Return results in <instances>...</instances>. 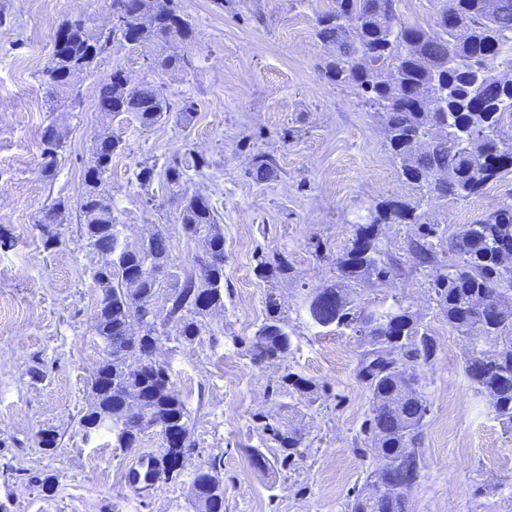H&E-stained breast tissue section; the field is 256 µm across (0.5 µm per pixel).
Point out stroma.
I'll return each instance as SVG.
<instances>
[{"label":"stroma","instance_id":"35a3bbf8","mask_svg":"<svg viewBox=\"0 0 512 512\" xmlns=\"http://www.w3.org/2000/svg\"><path fill=\"white\" fill-rule=\"evenodd\" d=\"M329 3L180 0L195 29L193 69L157 74L144 50L113 41L80 77V108L69 114L48 109L43 69L53 34L79 13L106 27L107 0H0V235L12 241L0 248V512H193V478L216 454L224 458V512H348L379 467L362 432L372 401L358 376L364 345L351 329L317 325L309 298L338 281L337 256L376 206L415 205L423 221L452 235L512 205V173L466 199L421 203L388 149L381 115L355 87L330 83L315 68L329 48L316 39L314 19ZM116 69L161 86L171 103L191 98V119L146 128L134 113L99 111L98 83ZM53 122L66 129L67 147L48 179L41 135ZM108 131L124 144L107 185L123 245L162 231L172 272H194L202 240L184 234L162 174L174 160L186 167L185 190L209 198L224 234L223 307L204 318L194 342L159 350L197 446L179 476L152 486L129 485L126 475L140 457L160 455L154 431L125 449L107 430L86 436L79 425L106 354L91 277L99 257L84 233L80 199L94 140ZM258 154L274 162L263 181L250 174ZM200 156L206 165L199 169ZM144 165L157 169L146 188L136 178ZM59 200L68 210L54 227L57 244L48 246L37 221ZM417 235L414 224L381 225L379 245L394 274L350 288L356 308L367 312L402 302L436 341V358L421 374L429 411L408 512H512V430L466 375L470 341L441 312L432 269L414 261ZM278 252L288 275L263 278L258 262ZM270 293L292 347L258 365L247 348ZM287 373L312 381V393L282 387ZM264 417L281 430H301L302 458L281 466L277 443L260 427ZM49 429L57 437L50 451L41 444ZM254 448L269 469L252 465ZM48 476L49 492L40 486Z\"/></svg>","mask_w":512,"mask_h":512}]
</instances>
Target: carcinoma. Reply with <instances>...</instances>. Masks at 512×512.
<instances>
[{"instance_id":"cac0c4a2","label":"carcinoma","mask_w":512,"mask_h":512,"mask_svg":"<svg viewBox=\"0 0 512 512\" xmlns=\"http://www.w3.org/2000/svg\"><path fill=\"white\" fill-rule=\"evenodd\" d=\"M487 0H445L441 18L424 28L404 21L398 0H331V5L315 20V37L332 47L328 56L316 63L319 74L332 84H351L364 101L381 113L387 145L400 164L405 179L417 185L427 198H468L501 178L512 166V149L504 146L500 129L506 116L512 117V0H499L495 13L486 10ZM126 19L134 45L148 48L150 68L162 74L193 69L192 57L169 50L170 42L190 46L195 38L192 23L181 13L175 0H112ZM455 23L448 26V14ZM67 33L66 45L52 53L44 68L50 94L58 102L76 105L75 81L95 68L98 57L112 37L126 38L121 29L104 32L90 18L67 20L60 25ZM394 70L397 82L382 80V72ZM120 70L98 84L97 107L101 112H133L140 123L151 127L169 118L173 107L161 88L150 83H124ZM439 97L440 111L429 110V99ZM431 139L430 148H416L419 135ZM122 148L115 135L101 134L93 145L95 164L83 174L80 211L85 235L99 256L92 273L100 291L97 304L98 336L109 346V356L99 364L91 379L92 398L80 418L84 435L106 428L114 435V447H136L142 432L155 427L186 435L184 448L191 450L188 410L171 385L169 366L153 360V327L140 326L134 335L126 327L136 310L154 303L161 282L153 271L170 267V245L160 230L135 248L120 243L121 229L106 192L112 155ZM64 149L63 134L48 126L42 135V173L54 175ZM272 170V160L263 154L253 158L250 175L264 179ZM167 184L180 196L181 224L185 234L205 233L206 251L224 254V234L220 230L209 199L182 191L185 170L173 161L164 167ZM68 207L54 203L39 220L46 240L55 238L51 225L58 223ZM376 224H418L421 238L411 242V252L420 265L436 262L433 241L443 235L433 224L421 223L416 208L397 200L376 211ZM365 229L357 227L351 247L336 260L337 270L348 282H384L391 275L378 240L370 241L371 251L363 255L358 245ZM512 246V205L503 206L453 235L450 250L459 257L445 264L432 279V288L448 324L471 341L469 357L473 368L468 379L489 398L496 418L512 429V264H500L497 253ZM197 273L184 278L170 273L165 318L180 325L179 336L192 341L201 334L202 318L224 305V263L195 257ZM265 278L288 274V262L281 254L260 263ZM137 283L136 297L125 291V283ZM490 301L479 312L472 306L476 297ZM308 309L320 326L349 327L368 346L365 355L387 346L398 349L410 364L411 374L403 383L395 373L380 370L366 381L372 393L369 418L363 432L372 435L371 451L384 461L370 473V490L358 493L350 512H408L407 495L420 478L423 421L427 401L418 390L420 371L435 356L434 338L409 308L398 303L379 313L366 314L352 304L345 289L334 284L317 290ZM145 354L137 369L126 366L130 350ZM291 338L282 318L281 304L270 294L266 317L250 342L248 352L257 364L288 354ZM141 396L139 410L129 416L121 405L125 394ZM270 432L283 449L281 465L304 455L302 434L282 431L269 422ZM145 479L162 474V460H141ZM222 457L216 455L207 470L195 476L196 508L224 512Z\"/></svg>"}]
</instances>
